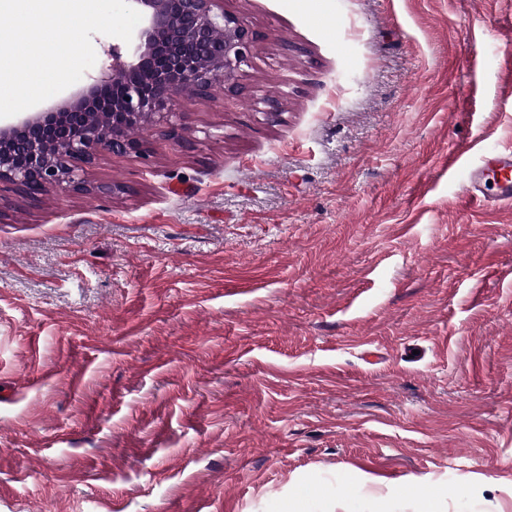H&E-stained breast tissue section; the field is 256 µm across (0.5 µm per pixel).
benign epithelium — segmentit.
<instances>
[{"instance_id": "7a95c632", "label": "benign epithelium", "mask_w": 512, "mask_h": 512, "mask_svg": "<svg viewBox=\"0 0 512 512\" xmlns=\"http://www.w3.org/2000/svg\"><path fill=\"white\" fill-rule=\"evenodd\" d=\"M142 14L132 42L112 46V71L82 93L15 122L0 124V182L37 199L60 187L81 188L74 162L100 151L139 153L131 130L146 123L178 128L174 98L190 87L209 96L235 83L255 33L224 13L223 0H133Z\"/></svg>"}]
</instances>
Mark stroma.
Returning <instances> with one entry per match:
<instances>
[{
    "mask_svg": "<svg viewBox=\"0 0 512 512\" xmlns=\"http://www.w3.org/2000/svg\"><path fill=\"white\" fill-rule=\"evenodd\" d=\"M179 138L0 182V512H512V0H224ZM279 103L270 110L269 100ZM464 197L468 204L512 205V151L487 157L469 180ZM320 495V488L313 483H296L279 512H310L311 503ZM409 491L418 502L417 512H442L441 502L447 496L445 491L432 489L422 482L412 484Z\"/></svg>",
    "mask_w": 512,
    "mask_h": 512,
    "instance_id": "obj_1",
    "label": "stroma"
}]
</instances>
